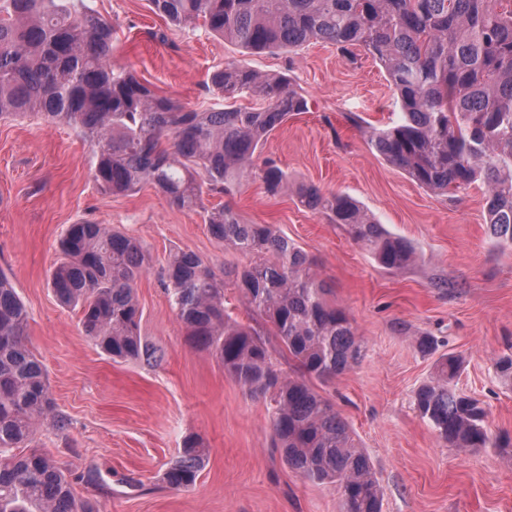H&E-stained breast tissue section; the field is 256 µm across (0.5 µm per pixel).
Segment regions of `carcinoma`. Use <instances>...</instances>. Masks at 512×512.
Instances as JSON below:
<instances>
[{
    "mask_svg": "<svg viewBox=\"0 0 512 512\" xmlns=\"http://www.w3.org/2000/svg\"><path fill=\"white\" fill-rule=\"evenodd\" d=\"M174 25L203 21L252 53L291 50L313 40L347 56L371 55L400 102L394 125L359 126L385 161L434 194L455 200L485 188L486 224L512 246V0H149ZM218 107L197 110L157 95L130 71L112 66V27L88 0H0V119L39 117L66 123L92 147L95 182L111 194L150 184L178 209L203 214L210 234L254 257L218 279L195 253L176 250L161 281L189 342L214 354L224 372L256 395H271L275 447L288 466L314 483L341 489L344 512H381V491L349 424L311 380L329 382L358 364L361 340L345 312L329 303L314 261L269 224L243 222L229 203L207 208L203 192L231 195L252 176L275 195L288 175L274 161L254 169L257 151L288 117L308 110L290 79L229 63L212 71ZM250 96L255 106L242 107ZM302 206L346 226L378 265L402 271L416 252L353 198L315 185L297 190ZM63 259L50 274L58 300L80 313L84 336L113 360L157 361L142 336L135 285L149 268L136 239L91 220L71 224ZM270 325L299 374L275 367L266 339L233 319L224 290ZM26 307L0 273V512H101L79 500L67 466L20 448L34 425L54 418L43 364L28 347ZM461 363L436 362L414 403L450 448H509L493 442L488 411L459 391ZM496 374L512 384V355ZM204 465L188 438L167 464L163 482L189 490Z\"/></svg>",
    "mask_w": 512,
    "mask_h": 512,
    "instance_id": "obj_1",
    "label": "carcinoma"
}]
</instances>
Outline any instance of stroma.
<instances>
[{
  "mask_svg": "<svg viewBox=\"0 0 512 512\" xmlns=\"http://www.w3.org/2000/svg\"><path fill=\"white\" fill-rule=\"evenodd\" d=\"M114 31L112 63L158 95L211 107L209 75L240 62L289 76L307 99L267 139L270 157L295 183L358 200L394 236L410 242L416 263L379 267L343 226L302 207L294 190L272 195L244 181L230 203L248 224H269L312 256L328 298L365 344L358 365L319 386L370 457L382 512H512V447H448L414 405L437 354L463 360L458 389L489 411L492 433L512 434V387L495 360L512 354V249L488 235L485 197L475 185L457 203L411 181L372 149L353 118L398 122L386 74L366 53L350 63L335 46L251 54L203 25L178 29L148 0H91ZM90 146L64 123L0 120V273L28 314V346L48 374L55 411L67 420L36 424L32 445L73 474L97 469L99 485L75 483L77 497L105 512H343L340 490L303 479L273 446L265 398L251 395L209 351L191 345L159 279L171 251L200 256L216 274L247 257L215 240L198 212L168 204L152 186L110 194L94 182ZM90 219L139 240L151 267L136 294L140 329L162 348L161 364L115 362L84 336L78 311L48 285L70 224ZM432 334L437 354L415 335ZM199 437L207 458L195 486L161 480L185 438Z\"/></svg>",
  "mask_w": 512,
  "mask_h": 512,
  "instance_id": "stroma-1",
  "label": "stroma"
}]
</instances>
